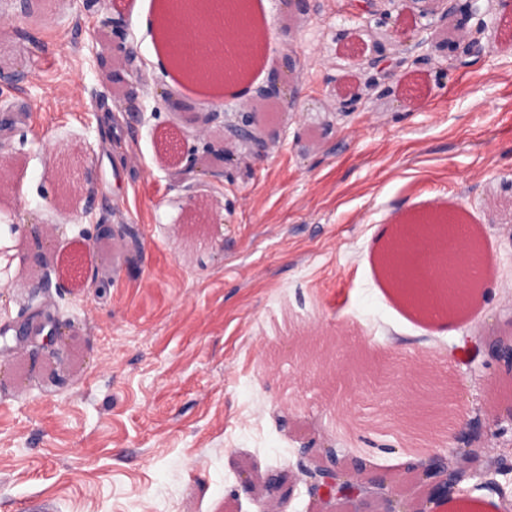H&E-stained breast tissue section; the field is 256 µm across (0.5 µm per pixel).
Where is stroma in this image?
<instances>
[{
  "mask_svg": "<svg viewBox=\"0 0 512 512\" xmlns=\"http://www.w3.org/2000/svg\"><path fill=\"white\" fill-rule=\"evenodd\" d=\"M362 3L310 0L285 141L202 177L165 159L170 140L195 143L186 115L162 107L137 122L93 59L105 31L108 51L133 52L147 91L200 106L210 89L144 67L162 48L163 0H43L33 15L0 0V71L22 74L0 82V143L23 160L15 196L0 198L13 256L34 224L56 225L60 246L98 224L125 243L120 263L102 257L75 293L0 289V360L28 350L11 326L37 308L71 322L83 359L62 385L34 370L0 388V512H256L239 461L285 470L304 441L405 470L420 442L400 412L424 364L444 389V421L506 411L512 370L484 344L512 332V222L490 220L512 207V32L498 0H483L479 53L460 64L434 52L404 68L423 86L371 87L343 112L348 48L384 39L397 52L426 22L421 0H379L373 15ZM50 146L92 174L81 226L50 205ZM448 213L479 226L493 262L449 336L380 268L396 217Z\"/></svg>",
  "mask_w": 512,
  "mask_h": 512,
  "instance_id": "35a3bbf8",
  "label": "stroma"
}]
</instances>
